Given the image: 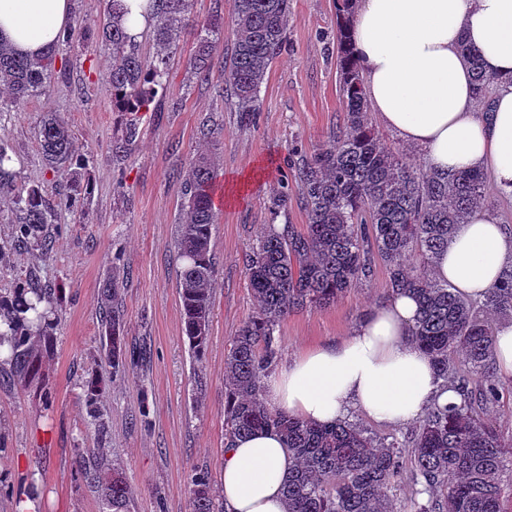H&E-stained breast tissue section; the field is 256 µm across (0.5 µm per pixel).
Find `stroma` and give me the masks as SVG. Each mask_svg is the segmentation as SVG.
Returning <instances> with one entry per match:
<instances>
[{"instance_id": "stroma-1", "label": "stroma", "mask_w": 512, "mask_h": 512, "mask_svg": "<svg viewBox=\"0 0 512 512\" xmlns=\"http://www.w3.org/2000/svg\"><path fill=\"white\" fill-rule=\"evenodd\" d=\"M193 34L173 50L161 109L131 117L113 111L101 78L111 62L103 47L78 39L57 55L70 80L52 82L45 95L14 106L0 94V144L14 162L15 186L47 185L54 174L37 138L45 110L57 111L74 133L90 186L80 218L65 214L49 225V253L13 244L12 197L0 194V295L36 274L55 288L62 322L42 358L39 379L23 384L0 366V512H103L95 486L82 478L77 455L103 457L122 471L131 490L129 512H190L195 471L218 480L224 466V357L230 339L254 311L243 256L269 226H303L296 181L284 212L270 204L287 171L288 151L314 152L345 112L336 67V0H292L287 46L261 87L255 122L244 124L223 96V60L233 41L216 44L220 61L206 83L191 81L186 62ZM223 129L215 144L199 130L207 119ZM136 133L124 153L127 123ZM211 150L218 164L223 205L213 226L217 276L209 340L195 358L183 333L176 239L181 192L175 179L196 154ZM373 274L336 303L288 315L280 324L282 359L349 336L373 306L391 295L379 256ZM120 276L126 348L138 353L113 373L100 348L104 289ZM107 380L100 409L107 424L98 435L85 407L91 374ZM42 495L27 498L29 481Z\"/></svg>"}]
</instances>
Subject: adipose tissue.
I'll return each mask as SVG.
<instances>
[{
    "label": "adipose tissue",
    "mask_w": 512,
    "mask_h": 512,
    "mask_svg": "<svg viewBox=\"0 0 512 512\" xmlns=\"http://www.w3.org/2000/svg\"><path fill=\"white\" fill-rule=\"evenodd\" d=\"M72 19L73 0H0V41L37 58ZM350 36L370 109L385 129L420 151L427 167L484 172L512 196V0H359ZM469 48L494 79V110L482 116ZM509 269L512 233L483 209L457 225L433 274L479 302ZM418 312L414 296H391L346 338L287 360L267 380V405L316 424L356 411L400 426L458 402L410 336ZM293 464L276 430L234 438L220 478L226 512H286Z\"/></svg>",
    "instance_id": "obj_1"
}]
</instances>
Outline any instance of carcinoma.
<instances>
[{
	"instance_id": "1",
	"label": "carcinoma",
	"mask_w": 512,
	"mask_h": 512,
	"mask_svg": "<svg viewBox=\"0 0 512 512\" xmlns=\"http://www.w3.org/2000/svg\"><path fill=\"white\" fill-rule=\"evenodd\" d=\"M192 0H149L146 16L156 56L148 59L140 42L119 20L122 0H108L99 25L81 17L58 40L89 38L111 51L112 64L102 84L119 112H148L163 98L170 49L186 30L194 32L196 50L188 62L198 82L209 79L215 47L224 30L223 17L197 23ZM357 0H338L336 34L339 88L345 118L323 144L307 155L296 153L293 163L301 205L307 222L269 228L249 252L243 265L255 311L231 337L224 359L225 438L275 429L285 438L296 460L284 487L287 512H395L391 488L402 475L403 458L413 460L411 479L427 495L414 512H502L504 443L483 411L499 398L493 369V325L480 317L474 304L445 282L430 275L434 259L448 247V238L479 207L488 204L487 176L461 172L449 176L432 171L410 155L388 146L369 117V104L359 69L352 58L347 29ZM291 0H234L233 48L225 91L235 111L250 123L258 111L260 89L274 59L286 44ZM472 62L478 103L492 111L489 88L493 78ZM70 71L56 69L55 50L40 58L17 54L0 42V92L14 104L45 93L52 81L67 80ZM49 168L69 172L67 192L51 202L40 185L15 194L10 221L19 243L38 240L44 252L51 241L42 233L57 224V209L72 213L88 194V185L72 166L73 139L68 124L47 111L38 129ZM11 160L0 146V193L14 191ZM218 177L214 157L200 153L184 175L177 177L183 202L177 237L180 261L179 297L184 333L196 357L205 350L216 277L211 230L217 223L214 204ZM375 248L388 272L392 291L413 294L419 315L411 336L433 361L438 375L450 385L460 403L435 405L414 433L411 447L393 438L380 440L348 421L316 425L265 402V383L279 357L282 320L298 310L333 304L372 273L370 248ZM55 290L31 281L0 296V348L16 377L30 379L38 369L40 351L52 344L58 326ZM484 306L512 317V269L492 288ZM102 348L112 374L127 363L119 278L104 291ZM89 417L104 431L99 401L102 379L91 375L83 384ZM80 472L100 488L108 512H127L129 488L122 473L100 466ZM220 495L207 472L192 477L191 512H223Z\"/></svg>"
}]
</instances>
